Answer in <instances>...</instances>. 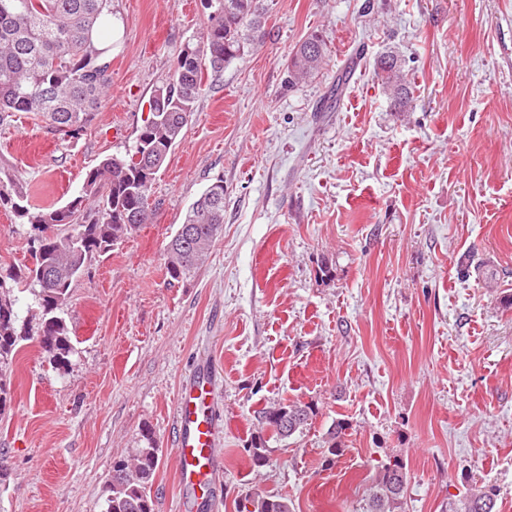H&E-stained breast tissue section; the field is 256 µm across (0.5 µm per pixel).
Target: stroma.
<instances>
[{"label":"stroma","instance_id":"obj_1","mask_svg":"<svg viewBox=\"0 0 512 512\" xmlns=\"http://www.w3.org/2000/svg\"><path fill=\"white\" fill-rule=\"evenodd\" d=\"M201 0H112V81L85 132L11 112L0 165L32 210L64 205L124 153ZM328 53L286 82L309 34ZM397 54L396 111L375 62ZM345 85H337L342 71ZM224 183V226L203 267L169 284L164 247ZM152 217L74 283L76 354L55 369L24 342L0 416V512H103L112 461L151 428L157 512H182L172 406L196 366L217 386L223 460L193 512H235L255 490L293 512H360L378 462L400 457L405 512H460L469 489L512 512V0H270L264 37L209 82L150 192ZM30 261L29 227L0 207V272ZM298 400L304 433L248 450L258 413ZM350 425L334 465L336 419ZM349 429V423L344 419L334 421L326 432L325 449L326 460L329 464L334 462V459L342 456L345 451V436L346 431Z\"/></svg>","mask_w":512,"mask_h":512}]
</instances>
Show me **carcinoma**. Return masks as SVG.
Here are the masks:
<instances>
[{"label": "carcinoma", "instance_id": "carcinoma-1", "mask_svg": "<svg viewBox=\"0 0 512 512\" xmlns=\"http://www.w3.org/2000/svg\"><path fill=\"white\" fill-rule=\"evenodd\" d=\"M208 25L198 43H187L176 55L168 78L148 100V115L123 156H107L86 174L82 192L65 205L32 212L23 205L26 189L11 176L1 177L0 206L29 224V236L42 234L31 247L34 264L0 275V415L11 397V375L21 342L36 340L49 363L67 369L75 347L65 309L74 281L93 258L108 252L147 222L149 193L159 169L142 174L143 160L170 154L196 102L205 76L217 77L241 59L263 37L268 0H204ZM112 0H0V113L34 112L58 132L76 137L86 129L112 80L109 48ZM326 56L320 37L312 34L292 53L288 83L315 75ZM378 68L394 105L409 100V87L398 56L380 57ZM224 224V182L209 185L193 203L165 248L170 280L194 276L207 258ZM32 303L20 317L17 292ZM314 415L306 403H282L262 411L271 437L285 440L303 432ZM349 423L334 421L326 432V461L345 451ZM141 445L113 460L105 486L104 512H156L152 487L160 464L152 430L142 429ZM252 463L266 466L264 436L249 448ZM407 472L393 456L377 466L363 512H403ZM497 489H470L462 512H494ZM246 512H292L287 497L254 491L245 497Z\"/></svg>", "mask_w": 512, "mask_h": 512}]
</instances>
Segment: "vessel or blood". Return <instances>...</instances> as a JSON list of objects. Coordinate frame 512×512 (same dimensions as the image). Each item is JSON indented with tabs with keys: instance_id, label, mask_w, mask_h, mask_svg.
<instances>
[{
	"instance_id": "b4317fda",
	"label": "vessel or blood",
	"mask_w": 512,
	"mask_h": 512,
	"mask_svg": "<svg viewBox=\"0 0 512 512\" xmlns=\"http://www.w3.org/2000/svg\"><path fill=\"white\" fill-rule=\"evenodd\" d=\"M214 394L211 370L203 365L182 385L174 404L179 482L195 493L210 485L217 466L218 440L210 416Z\"/></svg>"
}]
</instances>
